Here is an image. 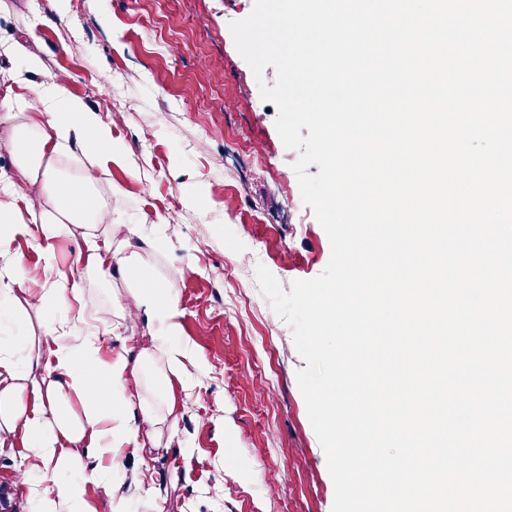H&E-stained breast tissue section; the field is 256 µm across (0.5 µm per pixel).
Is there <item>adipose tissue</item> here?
Returning a JSON list of instances; mask_svg holds the SVG:
<instances>
[{"label":"adipose tissue","mask_w":512,"mask_h":512,"mask_svg":"<svg viewBox=\"0 0 512 512\" xmlns=\"http://www.w3.org/2000/svg\"><path fill=\"white\" fill-rule=\"evenodd\" d=\"M19 107L27 115L18 124L14 112ZM0 124L10 128L15 165L14 174H0V240L37 235L49 241L65 225L106 221L93 192L92 172L84 171L75 180L59 179L51 166L74 141L94 148L101 166L123 153L110 125L99 121L83 99L73 96L58 78L31 98L9 90L0 98ZM36 185L45 200L31 223H21L17 207L29 203L30 189ZM117 269L134 283L128 291L129 306L159 320L163 336L180 335L182 313L171 289L156 285L148 259L133 251L118 258ZM52 342L57 347L56 364L52 380L44 384L28 383L14 355L0 353V447L23 436L54 474L86 470L92 458L114 459L120 448L142 457L146 444L125 415L132 389L142 382V357L120 353L102 362L84 344H67L58 336ZM70 394L81 401L82 415L63 406V398ZM29 498L32 512H57L61 506L66 512H95L82 480L30 487Z\"/></svg>","instance_id":"adipose-tissue-1"}]
</instances>
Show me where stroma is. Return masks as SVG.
<instances>
[{
    "mask_svg": "<svg viewBox=\"0 0 512 512\" xmlns=\"http://www.w3.org/2000/svg\"><path fill=\"white\" fill-rule=\"evenodd\" d=\"M0 0V96L25 55L43 68L26 74L30 91L64 70L70 91L101 120L115 108L125 119L112 136L121 161L98 169L94 193L112 210L108 224L69 225L53 241L55 259L42 279L73 272L88 238L147 256L157 283L183 313L180 343L192 353L174 395L184 408L169 418L156 382L169 370L162 350L144 365L128 418L151 433L149 470L140 486L112 481L106 497L87 486L96 512H332L334 485L310 423L296 375L306 363L291 327L260 291L251 252L283 290L326 267L330 242L301 197L292 169L299 153L284 147L276 106L262 99V79L238 52L231 22L254 0ZM120 275L84 274L67 308L54 311L57 335L84 342L107 361L138 353L158 323L128 317ZM0 315V349L43 334V313ZM157 415L149 426L143 412ZM49 474L23 442L0 449V505L29 512L19 475Z\"/></svg>",
    "mask_w": 512,
    "mask_h": 512,
    "instance_id": "1",
    "label": "stroma"
}]
</instances>
